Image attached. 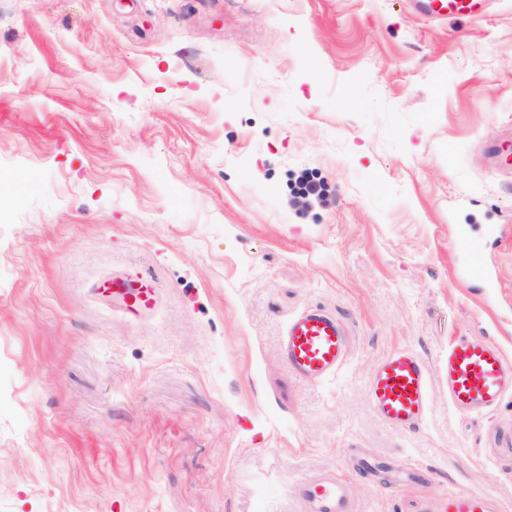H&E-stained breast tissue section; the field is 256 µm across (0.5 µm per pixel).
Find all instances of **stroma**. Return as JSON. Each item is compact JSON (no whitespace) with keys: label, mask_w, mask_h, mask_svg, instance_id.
Instances as JSON below:
<instances>
[{"label":"stroma","mask_w":512,"mask_h":512,"mask_svg":"<svg viewBox=\"0 0 512 512\" xmlns=\"http://www.w3.org/2000/svg\"><path fill=\"white\" fill-rule=\"evenodd\" d=\"M493 136L512 0H0V512H304L327 471L353 512H512V394L459 416L444 371L460 336L512 357ZM116 270L153 277L152 313L98 292ZM313 305L352 336L322 383L280 356ZM401 349L431 375L411 430L365 394ZM417 11L431 17H467L481 12L484 0H416ZM423 511L431 512H496V503L476 492L450 493L447 497L426 502Z\"/></svg>","instance_id":"1"}]
</instances>
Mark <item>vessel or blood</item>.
<instances>
[{
  "instance_id": "1",
  "label": "vessel or blood",
  "mask_w": 512,
  "mask_h": 512,
  "mask_svg": "<svg viewBox=\"0 0 512 512\" xmlns=\"http://www.w3.org/2000/svg\"><path fill=\"white\" fill-rule=\"evenodd\" d=\"M417 11L431 17H467L481 12L484 0H415ZM121 298L124 312L139 316L151 310L156 291L149 277L120 273L102 284ZM344 322L321 307H307L289 318L281 341V357L300 378L322 382L344 366L350 351ZM448 404L460 415L494 409L512 393V357L495 343L461 337L448 345ZM429 369L418 355L397 350L380 361L366 384L367 399L378 417L393 427L422 422L430 407ZM298 495L305 512H350L345 481L335 473L303 483ZM426 512H497L496 504L476 492H458L426 502Z\"/></svg>"
}]
</instances>
